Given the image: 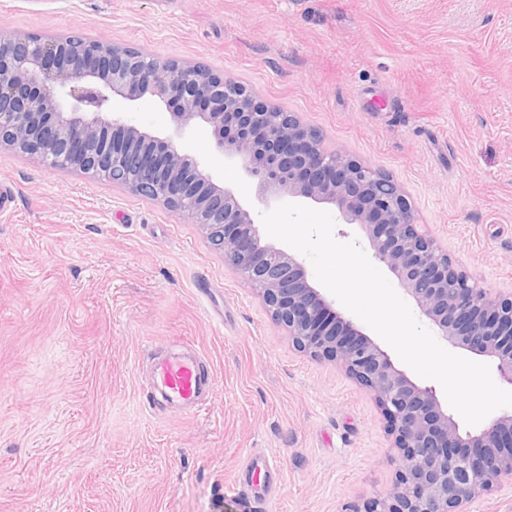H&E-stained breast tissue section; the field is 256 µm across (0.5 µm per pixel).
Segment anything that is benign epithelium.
Masks as SVG:
<instances>
[{"instance_id": "1", "label": "benign epithelium", "mask_w": 512, "mask_h": 512, "mask_svg": "<svg viewBox=\"0 0 512 512\" xmlns=\"http://www.w3.org/2000/svg\"><path fill=\"white\" fill-rule=\"evenodd\" d=\"M150 95L176 127L210 131L215 150L258 179L263 200L289 195L332 205L366 233L373 257L451 345L496 362L512 386V291L494 292L417 223L401 186L340 151L293 112L187 60L139 64L128 49L87 40L0 35V147L21 144L52 169L94 172L151 195L199 225L249 282L292 344L333 362L373 397L397 463L395 482L352 512H470L512 481V411L461 432L435 389L412 381L308 280L295 255L261 242L234 192L216 184L173 139L104 111L112 95Z\"/></svg>"}]
</instances>
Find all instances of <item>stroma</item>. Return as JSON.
Listing matches in <instances>:
<instances>
[{"instance_id": "obj_1", "label": "stroma", "mask_w": 512, "mask_h": 512, "mask_svg": "<svg viewBox=\"0 0 512 512\" xmlns=\"http://www.w3.org/2000/svg\"><path fill=\"white\" fill-rule=\"evenodd\" d=\"M0 33L78 35L252 88L406 192L418 223L512 289V0H0ZM107 109L173 138L253 213L257 182L150 97ZM0 512H353L396 475L371 396L297 351L200 226L0 148ZM186 343L206 410L161 413L148 354ZM277 465L250 504L248 455Z\"/></svg>"}]
</instances>
